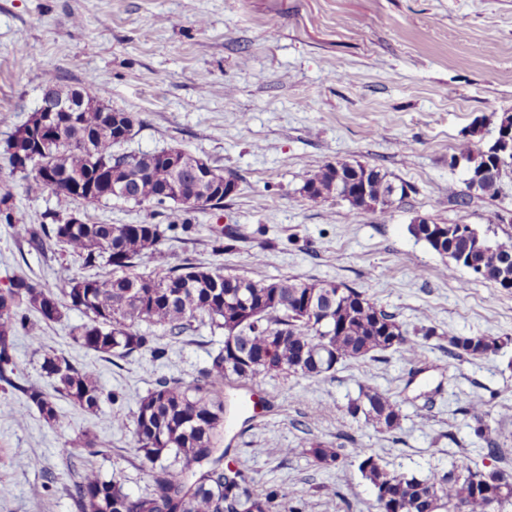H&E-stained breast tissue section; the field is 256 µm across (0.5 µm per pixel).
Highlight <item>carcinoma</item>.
I'll return each mask as SVG.
<instances>
[{
  "instance_id": "1",
  "label": "carcinoma",
  "mask_w": 512,
  "mask_h": 512,
  "mask_svg": "<svg viewBox=\"0 0 512 512\" xmlns=\"http://www.w3.org/2000/svg\"><path fill=\"white\" fill-rule=\"evenodd\" d=\"M45 83L59 99L80 91L93 105L82 112L34 111L11 134L6 142L9 161L21 154L31 162L37 157L46 160L44 173L34 164L13 166L28 185L72 200L116 197L139 205L173 202L180 209L173 211L166 226L86 223L73 216L51 226L17 225L16 234L32 249L43 251L54 242L87 266L101 260L121 269L146 266L160 257L159 245L182 215L223 207L224 171L185 150L177 168L170 166L163 150L116 154L113 148L128 141L121 126L136 124V116L100 111L103 93L92 86L63 85L51 72ZM60 127L65 141L57 144L50 136ZM456 154L466 158L470 167L490 172L475 190L479 195H494L502 172L512 168V154L498 158L469 140L458 144ZM120 166L124 171L118 177L127 178V183L115 192L112 168ZM393 186L378 168L347 161L338 167L328 162L306 175L302 192L311 200L336 197L355 210L384 217L394 203ZM430 225L436 222H412L407 231L452 264L500 288H512V235L490 238L484 234L483 245L470 249L458 235L460 225L446 224V238L439 248L425 235ZM329 284L296 277L253 281L188 260L164 276L68 275L54 288L20 278L0 291V382L21 393L54 427L61 421L56 396L94 411L105 393L92 370L57 352L44 353L41 364L45 377L53 381L54 393L14 380V338L17 328L27 325L29 313L38 314L45 323L60 320L66 311L81 313L87 322L74 329L72 341L108 360L144 351L156 358L164 356L155 337L140 331L143 322L180 340L193 330V322L206 319L224 330V345L210 356L208 367L188 383L177 378L156 380L134 413V447L149 478L148 491L132 496L121 480H107L93 469L86 470L67 489L74 512H300L289 505L288 491L273 488L255 493L241 469L224 464L220 452L224 382L233 377L253 380L272 372L314 377L334 370L341 361L371 358L388 350L411 363L436 335L433 326L410 335L395 314L343 283L338 284L340 293L327 329L319 324V315L304 309L301 298L308 292L320 297ZM241 294L253 301L248 316ZM498 349L499 341L491 336L448 337V355L454 357L483 358ZM470 412L475 435L486 442V457L498 460L501 448L489 435L482 402L474 401ZM346 413L386 432L398 429L402 418L395 399L365 386L350 400ZM303 453L319 467L337 466L345 459L343 449L321 443H310ZM350 455L376 492V512H502L512 505V476L497 468L481 470L461 462L443 475L419 478L389 469L367 448H353Z\"/></svg>"
}]
</instances>
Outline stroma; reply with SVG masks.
I'll list each match as a JSON object with an SVG mask.
<instances>
[{"label":"stroma","instance_id":"35a3bbf8","mask_svg":"<svg viewBox=\"0 0 512 512\" xmlns=\"http://www.w3.org/2000/svg\"><path fill=\"white\" fill-rule=\"evenodd\" d=\"M48 70L68 86L102 84L105 105L136 115L123 151L176 147L235 178L222 208L187 214V229L168 233L150 272L188 258L254 280H333L407 330L427 321L436 328L416 364L389 350L315 377L226 381V459L247 472L252 489H285L303 512H375L356 462L318 468L307 444L352 438L389 469L421 478L458 461L480 466L485 443L468 413L477 398L503 450L497 466L512 474V290L475 280L407 231L429 217L491 237L512 234V172L495 195H472L448 165L461 140L484 146L497 115L512 110V0H0V196L10 195L14 223L73 216L165 225L167 204L71 202L25 189L5 145L39 106ZM336 160L379 167L405 185V196L383 219L304 196L307 172ZM13 225L0 222V289L21 277L52 286L63 272L122 274L104 263L82 266L58 245L31 250ZM228 225L237 231L232 250L214 252V230ZM83 322L69 311L38 323L43 351L90 367L117 399L94 412L58 399L64 419L52 428L19 392L0 388V512H73L66 489L87 468L143 493L148 478L132 431L116 417L132 418L158 378L196 379L224 341L205 322L177 342L144 323L165 356L107 361L73 344L71 331ZM452 335L492 336L501 348L454 358ZM43 351L18 330L17 373L47 390ZM363 385L400 402L397 430L346 415ZM85 432L102 454L68 452L67 441Z\"/></svg>","mask_w":512,"mask_h":512}]
</instances>
